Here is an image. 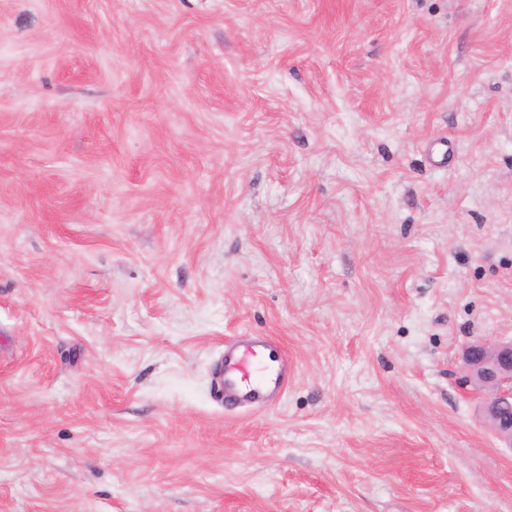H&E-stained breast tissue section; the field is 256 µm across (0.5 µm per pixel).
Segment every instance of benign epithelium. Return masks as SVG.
<instances>
[{
    "mask_svg": "<svg viewBox=\"0 0 512 512\" xmlns=\"http://www.w3.org/2000/svg\"><path fill=\"white\" fill-rule=\"evenodd\" d=\"M460 379L484 396L486 422L501 444L512 448V340L469 345Z\"/></svg>",
    "mask_w": 512,
    "mask_h": 512,
    "instance_id": "obj_1",
    "label": "benign epithelium"
}]
</instances>
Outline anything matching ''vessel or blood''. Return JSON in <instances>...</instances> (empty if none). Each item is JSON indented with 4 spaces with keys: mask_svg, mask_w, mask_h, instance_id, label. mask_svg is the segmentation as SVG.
Here are the masks:
<instances>
[{
    "mask_svg": "<svg viewBox=\"0 0 512 512\" xmlns=\"http://www.w3.org/2000/svg\"><path fill=\"white\" fill-rule=\"evenodd\" d=\"M271 337L257 336L239 346L235 342L224 345V363L213 378L216 397L228 402L250 404L262 399H273L288 385V365L269 366L261 353L270 349Z\"/></svg>",
    "mask_w": 512,
    "mask_h": 512,
    "instance_id": "1",
    "label": "vessel or blood"
}]
</instances>
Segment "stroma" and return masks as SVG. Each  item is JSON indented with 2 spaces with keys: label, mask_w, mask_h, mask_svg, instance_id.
Returning <instances> with one entry per match:
<instances>
[{
  "label": "stroma",
  "mask_w": 512,
  "mask_h": 512,
  "mask_svg": "<svg viewBox=\"0 0 512 512\" xmlns=\"http://www.w3.org/2000/svg\"><path fill=\"white\" fill-rule=\"evenodd\" d=\"M477 338L512 0H0V512H512ZM274 340L269 336H255L249 343L237 346L236 341L224 343V365L213 378L216 398L224 402L250 404L261 399H274L288 386V362L271 352ZM269 351L275 369L260 358L262 351Z\"/></svg>",
  "instance_id": "obj_1"
}]
</instances>
